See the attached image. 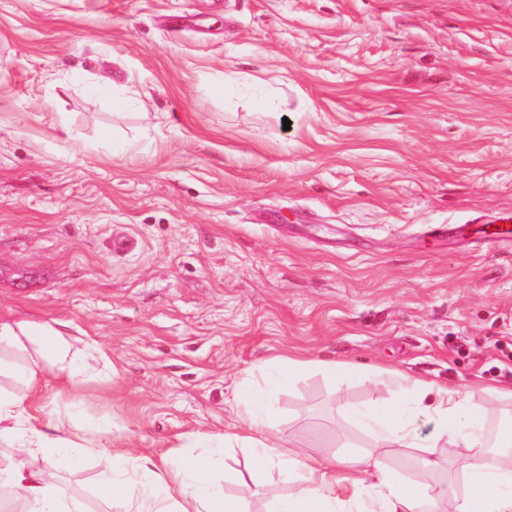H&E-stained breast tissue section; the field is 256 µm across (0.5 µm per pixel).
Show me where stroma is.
I'll return each instance as SVG.
<instances>
[{"instance_id":"35a3bbf8","label":"stroma","mask_w":512,"mask_h":512,"mask_svg":"<svg viewBox=\"0 0 512 512\" xmlns=\"http://www.w3.org/2000/svg\"><path fill=\"white\" fill-rule=\"evenodd\" d=\"M506 212L512 0H0V315L97 340L44 409L85 399L147 455L231 431L280 358L347 361L277 391L280 441L362 451L343 407L411 402L419 445L386 467L415 479L433 452L463 492L433 395L373 375L461 387L494 436L512 246L472 229ZM249 465L238 444L216 474L248 512L304 481L256 493ZM45 474L107 512L94 463Z\"/></svg>"}]
</instances>
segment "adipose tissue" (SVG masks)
<instances>
[{"label":"adipose tissue","mask_w":512,"mask_h":512,"mask_svg":"<svg viewBox=\"0 0 512 512\" xmlns=\"http://www.w3.org/2000/svg\"><path fill=\"white\" fill-rule=\"evenodd\" d=\"M99 351L96 342L78 341L50 323L0 318V370L11 369L18 383L13 390L0 387V442L18 450L17 457L0 463V488L15 492L25 512H86L79 498L49 483L44 470H75L89 457L100 468L99 498L122 512H247L214 480L219 457L231 443L250 451L248 480L254 490L263 489L273 474L303 472V486L269 500L266 512H418L422 507L427 512H512V469L486 458L485 411L458 389L417 384L421 392H435L433 415L449 447L469 449L476 457L461 495L438 482L437 459L422 458L423 483L383 467L386 449L412 448L417 442L414 416L397 404L361 415L375 429L377 447L351 457L296 460L262 414L274 386L312 368V360L304 358L280 362L276 377L263 378L252 390L240 432L197 435L199 452L157 462L139 449L116 447L112 429H87L69 415L46 414L41 404L47 380L76 390L87 377V356Z\"/></svg>","instance_id":"1"}]
</instances>
